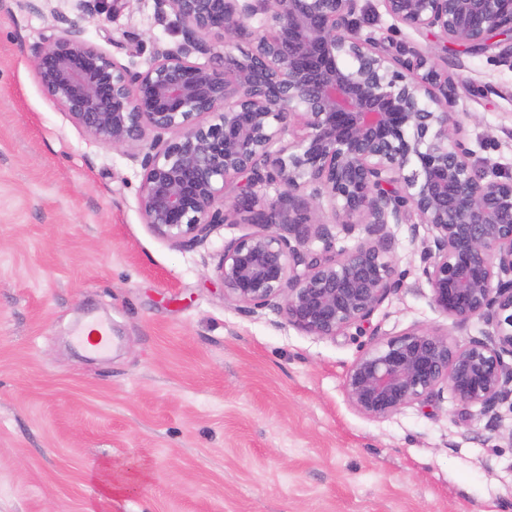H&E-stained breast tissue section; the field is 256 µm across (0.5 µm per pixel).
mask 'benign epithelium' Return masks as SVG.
Wrapping results in <instances>:
<instances>
[{
  "label": "benign epithelium",
  "instance_id": "benign-epithelium-1",
  "mask_svg": "<svg viewBox=\"0 0 512 512\" xmlns=\"http://www.w3.org/2000/svg\"><path fill=\"white\" fill-rule=\"evenodd\" d=\"M183 41L133 70L85 39L76 21L33 47L49 99L90 138L137 149L143 223L182 247L203 242L228 208L255 230L224 245V299L273 308L308 335L361 329L404 274L391 224L424 227L420 277L463 342L412 327L364 345L346 372L350 406L371 419L444 392L491 429L512 412V176L477 170L448 72L392 38L363 35L360 0H156ZM397 22L436 29L512 68V0H381ZM267 25L238 36L247 20ZM203 56L200 63L192 57ZM169 138H164V135ZM276 186V199L262 194ZM327 200L336 225L365 237L334 249L301 209ZM320 240V250L311 247Z\"/></svg>",
  "mask_w": 512,
  "mask_h": 512
}]
</instances>
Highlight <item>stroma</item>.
Masks as SVG:
<instances>
[{"label":"stroma","mask_w":512,"mask_h":512,"mask_svg":"<svg viewBox=\"0 0 512 512\" xmlns=\"http://www.w3.org/2000/svg\"><path fill=\"white\" fill-rule=\"evenodd\" d=\"M59 13L136 68L182 39L156 0L83 16L0 0V512H512L511 419L491 431L447 393L375 420L344 396L375 335L453 329L411 225L391 227L403 284L361 332L310 336L225 301L216 267L247 213L193 248L144 224L139 163L38 81L31 49ZM400 38L447 70L476 160L512 175V68L436 31ZM93 321L112 338L96 356L79 336ZM129 465L134 487L107 492Z\"/></svg>","instance_id":"35a3bbf8"}]
</instances>
